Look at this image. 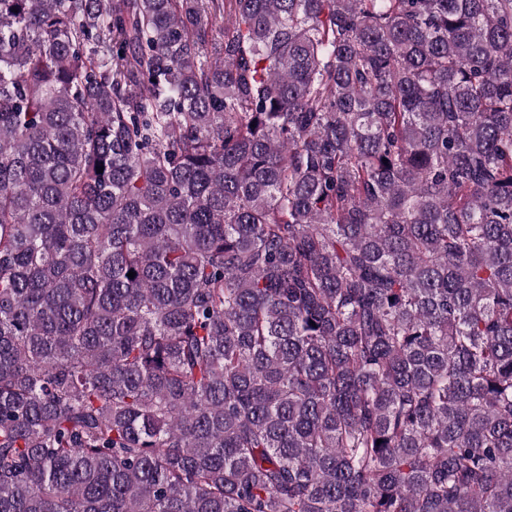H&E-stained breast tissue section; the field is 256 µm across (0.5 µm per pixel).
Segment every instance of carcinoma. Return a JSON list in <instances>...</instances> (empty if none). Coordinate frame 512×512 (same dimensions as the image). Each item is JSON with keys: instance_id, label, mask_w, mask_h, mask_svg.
Wrapping results in <instances>:
<instances>
[{"instance_id": "1", "label": "carcinoma", "mask_w": 512, "mask_h": 512, "mask_svg": "<svg viewBox=\"0 0 512 512\" xmlns=\"http://www.w3.org/2000/svg\"><path fill=\"white\" fill-rule=\"evenodd\" d=\"M0 512H512V0H0Z\"/></svg>"}]
</instances>
